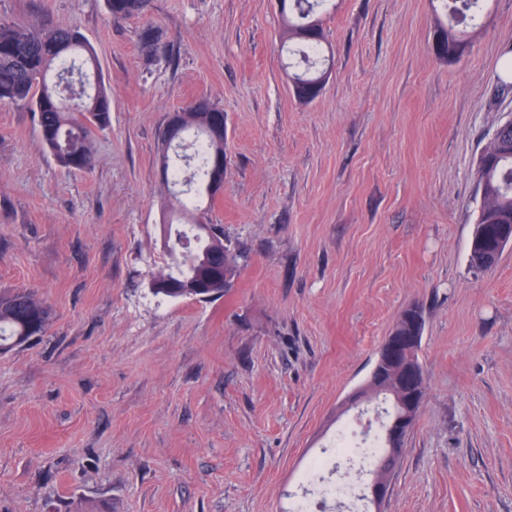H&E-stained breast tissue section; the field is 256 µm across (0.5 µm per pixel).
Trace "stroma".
Returning <instances> with one entry per match:
<instances>
[{
  "label": "stroma",
  "mask_w": 512,
  "mask_h": 512,
  "mask_svg": "<svg viewBox=\"0 0 512 512\" xmlns=\"http://www.w3.org/2000/svg\"><path fill=\"white\" fill-rule=\"evenodd\" d=\"M322 95H293L276 0H0V21L77 27L114 89L89 172L60 167L33 112L0 104V291L33 288L44 336L0 354V512H358L373 413H340L401 311L420 306L427 395L384 512H512V246L467 261L476 160L512 116V0L468 54L430 49L434 0H335ZM224 111L207 213L246 261L222 298L169 301V113ZM329 460L308 483L314 460ZM107 9L115 20L130 17H147L152 9V0H106Z\"/></svg>",
  "instance_id": "obj_1"
}]
</instances>
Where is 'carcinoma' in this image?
Masks as SVG:
<instances>
[{
  "label": "carcinoma",
  "mask_w": 512,
  "mask_h": 512,
  "mask_svg": "<svg viewBox=\"0 0 512 512\" xmlns=\"http://www.w3.org/2000/svg\"><path fill=\"white\" fill-rule=\"evenodd\" d=\"M334 0H283L281 11L286 51L299 56L304 66L294 68L288 80L298 100L311 99L301 89L325 82L326 61L323 14ZM446 21L435 23L432 41L439 56L448 61L463 57L471 48L470 29L488 0H439ZM116 20L147 17L152 0H106ZM156 30L148 25L139 34L141 49L149 56L159 50ZM98 71L97 56L76 29L40 22L27 25L0 22V102L27 105L37 118L43 146L59 166L68 170L90 171L95 166L96 137L111 128L113 88L96 77L86 89V76ZM219 108L209 100L191 103L181 109L179 134L191 136L193 153L162 156L159 165L166 181L189 184L191 197L173 196L172 206L193 221L194 239L178 230L168 247L172 265L158 277H169L184 284L201 277L217 279L216 291L232 286L240 254L224 245V231L217 224L200 220L216 196L205 191L212 174L213 159L224 153L223 141L214 140L210 126ZM477 164V224L488 225L484 245L469 246L468 265L475 274L491 271L496 262L488 261L495 233L500 224L512 225V120L500 124L479 156ZM51 307L33 288L0 292V353L22 346L42 336L50 326ZM374 464L386 472L396 469L400 455L389 451L386 435L372 447Z\"/></svg>",
  "instance_id": "1"
}]
</instances>
